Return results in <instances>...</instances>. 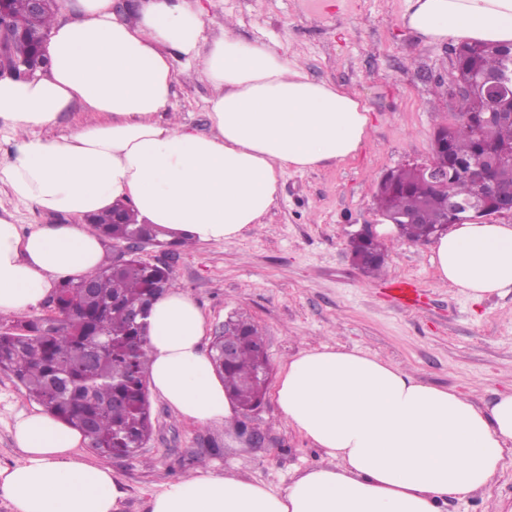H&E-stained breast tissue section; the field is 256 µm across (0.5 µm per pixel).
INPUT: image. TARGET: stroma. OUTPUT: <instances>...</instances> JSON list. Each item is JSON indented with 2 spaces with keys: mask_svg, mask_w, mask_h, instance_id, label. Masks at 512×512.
Masks as SVG:
<instances>
[{
  "mask_svg": "<svg viewBox=\"0 0 512 512\" xmlns=\"http://www.w3.org/2000/svg\"><path fill=\"white\" fill-rule=\"evenodd\" d=\"M207 36L233 20L250 45H277L310 78L357 93L370 112L368 137L354 157L279 178L264 224L232 243L177 248L169 261L176 288L203 308L208 330L239 313L264 333L276 386L281 365L303 349L358 350L378 356L423 382L491 402L512 388V293L476 300L440 282L431 248L397 233L384 280L350 261L348 240L380 216L374 194L391 169L431 156L438 124L455 120L446 91L455 78L453 42L425 44L402 26L405 0H198ZM211 87L195 71H178L171 103L196 132L210 130ZM408 281L412 308L388 288ZM153 433L139 458L114 459L126 495L121 512H148L163 484L211 468L233 470L277 489L323 454L280 422L273 395L255 418L266 439L245 444L220 425L179 419L151 397ZM25 389L0 372V465L20 455L13 416L34 408ZM445 512H512V455L495 481L475 495L449 498Z\"/></svg>",
  "mask_w": 512,
  "mask_h": 512,
  "instance_id": "1",
  "label": "stroma"
}]
</instances>
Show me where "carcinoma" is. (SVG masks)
<instances>
[{
  "label": "carcinoma",
  "instance_id": "cac0c4a2",
  "mask_svg": "<svg viewBox=\"0 0 512 512\" xmlns=\"http://www.w3.org/2000/svg\"><path fill=\"white\" fill-rule=\"evenodd\" d=\"M0 44L17 55L29 51L12 30L0 32ZM454 55L462 78L512 71L511 46L460 43ZM455 104L456 122L445 136L447 191L435 189L416 167L404 166L390 171L374 196L382 213L419 214L418 222L401 225V236L413 243L429 241L437 225L453 220L444 199L465 200L474 194L472 171L484 154L512 148V120L497 121L480 133L482 119L492 110L483 92L462 94ZM490 177L512 187V162L495 167ZM118 211L126 223H112ZM88 226L110 241L147 237L167 245L153 225L139 223L134 210L123 205L92 216ZM350 248L364 274L380 275L386 243L352 240ZM158 283L174 287L169 268H149L133 258L126 264L112 261L81 281L62 282L63 294L51 298L57 309L54 319L18 320L0 329V371L22 385L29 398L79 429L88 447L105 459L139 456L151 435L147 336L130 313L150 306ZM238 321L242 332L235 361L224 364L218 340L210 356L238 407L252 409L262 401L269 378L265 337L252 322Z\"/></svg>",
  "mask_w": 512,
  "mask_h": 512
}]
</instances>
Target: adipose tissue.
Instances as JSON below:
<instances>
[{
	"label": "adipose tissue",
	"mask_w": 512,
	"mask_h": 512,
	"mask_svg": "<svg viewBox=\"0 0 512 512\" xmlns=\"http://www.w3.org/2000/svg\"><path fill=\"white\" fill-rule=\"evenodd\" d=\"M53 19L46 74L0 78V125L17 136L0 164L12 200L57 216L21 232L0 215V314L21 315L103 262L88 216L130 202L175 239L230 243L263 223L278 177L353 156L368 135L360 97L311 79L296 60L247 45L224 27L207 39L192 0H75ZM401 24L424 42L512 44V0H406ZM211 84V130L171 116L175 59ZM80 105L60 139L39 129ZM441 281L480 300L512 293V224L470 221L434 239ZM206 318L174 288L147 317L149 376L174 414L227 425L238 410L204 349ZM280 419L328 458L287 487L207 471L166 483L149 512H444L449 498L489 486L512 445V391L489 404L424 383L356 350H303L282 365ZM21 456L0 467L12 512H120L119 478L80 457L82 435L48 411L14 416Z\"/></svg>",
	"instance_id": "1"
}]
</instances>
